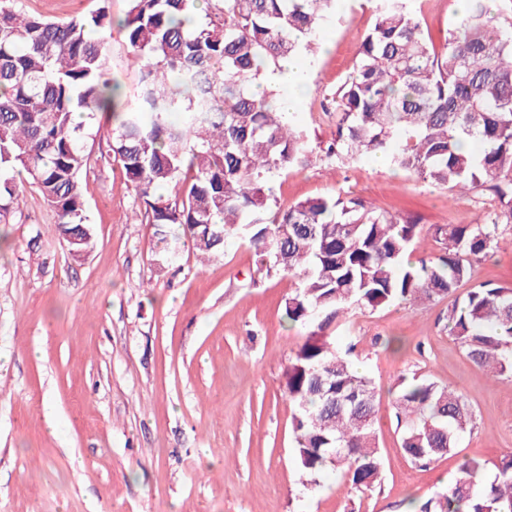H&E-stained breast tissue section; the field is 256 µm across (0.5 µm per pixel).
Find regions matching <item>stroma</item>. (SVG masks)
Here are the masks:
<instances>
[{"label": "stroma", "mask_w": 512, "mask_h": 512, "mask_svg": "<svg viewBox=\"0 0 512 512\" xmlns=\"http://www.w3.org/2000/svg\"><path fill=\"white\" fill-rule=\"evenodd\" d=\"M442 47L461 0H408ZM129 0H21L50 20ZM375 22L369 0H338L320 27L311 86L296 118L313 147L307 166L267 185L281 206L347 194L416 221L411 263L435 259L434 229L470 224L487 193L447 189L394 171L377 157L327 158L335 127L322 102L344 82ZM89 129L94 160L80 178L93 245L73 256L40 193L26 187L0 224V512H409L442 490L463 458L494 464L512 453V380L490 379L448 333L455 296L481 283L512 288V223L455 296L349 309L327 335L378 393L383 479L349 491L324 472L300 484L285 371L306 331L285 317L298 282L258 272L248 240L229 239L204 261L171 231L160 244L136 219L143 202L106 144ZM418 375L464 394L474 412L456 452L421 466L401 449L395 399Z\"/></svg>", "instance_id": "obj_1"}]
</instances>
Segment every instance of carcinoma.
<instances>
[{"instance_id":"1","label":"carcinoma","mask_w":512,"mask_h":512,"mask_svg":"<svg viewBox=\"0 0 512 512\" xmlns=\"http://www.w3.org/2000/svg\"><path fill=\"white\" fill-rule=\"evenodd\" d=\"M0 0V224L20 206L22 167L54 210L61 236L86 252L80 173L91 155L84 128L105 119L108 147L167 239L177 226L201 258L242 234L265 259L260 270L295 278L288 321L308 329L285 374L295 408V456L303 485L328 469L355 491L381 483L374 382L325 329L352 307L430 301L470 278L512 223V30L491 25L483 0L431 44L407 0H371L375 23L353 70L332 97L336 133L326 149L340 162L381 154L389 165L463 192L480 189L500 208L474 224L435 228L443 252L404 263L418 224L377 213L355 197L313 198L286 208L265 187L309 163L312 147L276 90L252 85L281 60L314 54L317 29L336 0H215L202 28L178 18L196 0H130L121 22L138 71L133 94L108 77L104 8L59 23ZM159 185L172 187L157 195ZM448 332L494 377L512 378V288L480 285L448 308ZM401 447L416 463L454 452L473 422L465 397L416 375L399 382ZM417 512H512V455L492 475L465 458L448 487Z\"/></svg>"}]
</instances>
